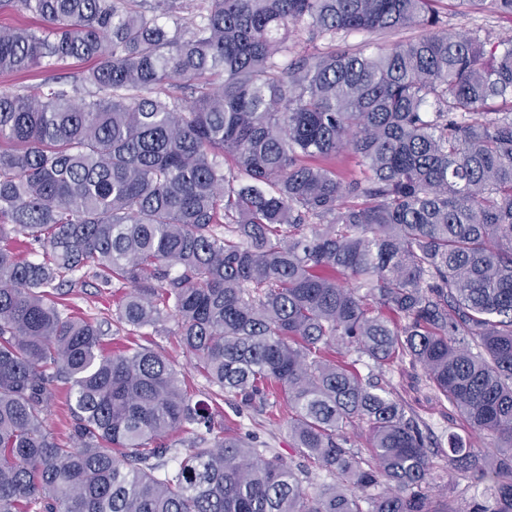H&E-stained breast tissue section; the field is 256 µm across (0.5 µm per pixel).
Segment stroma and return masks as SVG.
<instances>
[{"label":"stroma","instance_id":"35a3bbf8","mask_svg":"<svg viewBox=\"0 0 512 512\" xmlns=\"http://www.w3.org/2000/svg\"><path fill=\"white\" fill-rule=\"evenodd\" d=\"M437 9L449 32H465L493 43L512 39V18L499 14L491 0H485L482 9L462 15L458 0H439ZM125 290L122 283L102 286L94 277H87L84 285L75 287L65 298L69 313L90 316L108 323L104 338L106 351H113L136 342L162 353L175 365L194 399L211 400L217 421L223 422L226 433L253 437L259 447L271 449L291 464H298L299 454L288 432L286 417H272L269 410L258 406L245 407L216 397L214 386L197 369L195 362L183 350L177 335L176 319H168L162 330L140 329L137 335H128L126 329L115 324L116 298ZM382 380L394 396L420 416L440 440L449 434H465L463 417L441 403L429 388L421 371L409 363H394L382 374ZM430 471L422 491L439 512H473L491 496L493 476L478 477L473 472H456L448 468L447 448L428 451Z\"/></svg>","mask_w":512,"mask_h":512}]
</instances>
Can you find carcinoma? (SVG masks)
<instances>
[{
    "mask_svg": "<svg viewBox=\"0 0 512 512\" xmlns=\"http://www.w3.org/2000/svg\"><path fill=\"white\" fill-rule=\"evenodd\" d=\"M435 2L0 0L46 23L0 26L1 74L93 62L0 93V512H433L434 434L337 342L421 369L493 436L473 512H512V39L452 34ZM303 31L330 50L295 52ZM83 269L130 285V331L177 317L224 399L282 400L333 483L224 436L165 356L105 352L102 323L50 299ZM59 380L73 447L45 425ZM360 423L374 467L348 450ZM419 33L420 31L418 29H410L392 33H358L350 36L347 40V43L352 46L360 45L362 43H369L371 47L370 50L375 51L376 47H390L399 41L415 37Z\"/></svg>",
    "mask_w": 512,
    "mask_h": 512,
    "instance_id": "carcinoma-1",
    "label": "carcinoma"
}]
</instances>
